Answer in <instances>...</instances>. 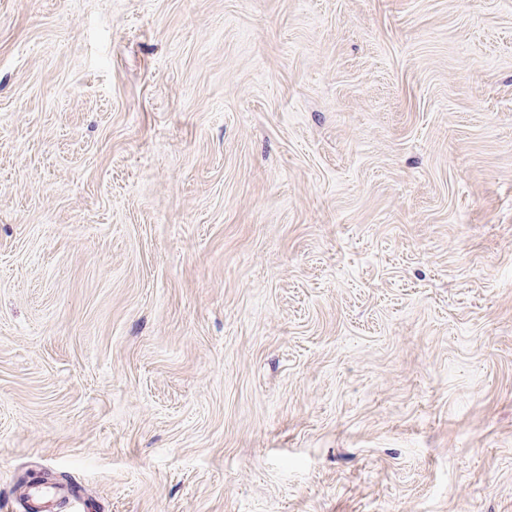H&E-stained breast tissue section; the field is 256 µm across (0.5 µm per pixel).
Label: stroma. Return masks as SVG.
I'll list each match as a JSON object with an SVG mask.
<instances>
[{"label":"stroma","instance_id":"stroma-1","mask_svg":"<svg viewBox=\"0 0 512 512\" xmlns=\"http://www.w3.org/2000/svg\"><path fill=\"white\" fill-rule=\"evenodd\" d=\"M512 512V0H0V512ZM74 494L59 484L33 483L26 490L28 504L34 512H49L55 504Z\"/></svg>","mask_w":512,"mask_h":512}]
</instances>
